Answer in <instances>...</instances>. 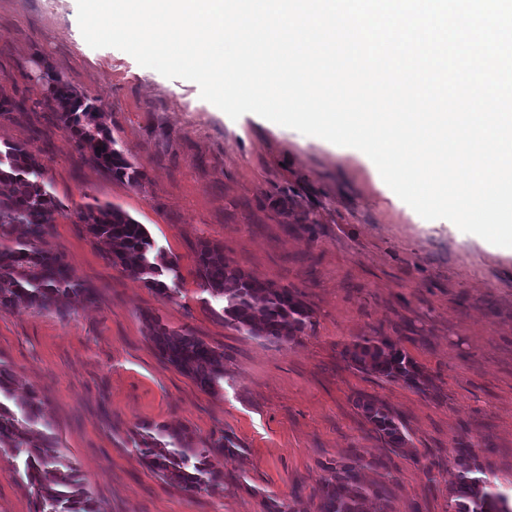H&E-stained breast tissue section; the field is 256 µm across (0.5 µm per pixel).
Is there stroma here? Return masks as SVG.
Instances as JSON below:
<instances>
[{"label": "stroma", "instance_id": "obj_1", "mask_svg": "<svg viewBox=\"0 0 512 512\" xmlns=\"http://www.w3.org/2000/svg\"><path fill=\"white\" fill-rule=\"evenodd\" d=\"M56 79L90 99L144 172L114 180L80 153L48 106ZM0 143L25 146L61 203L46 246L96 290L67 315L0 311V362L34 390L78 477L102 512H260L266 498L318 512L330 465L359 454L387 481L391 512H451L456 447L473 442L512 495V257L421 218L392 199L356 156L247 113L229 118L190 80L169 79L116 48L94 49L77 0H0ZM144 224L181 274L164 297L113 267L78 217L91 202ZM234 265L294 289L313 311L298 342L271 343L224 323L196 275L201 242ZM224 354V387L202 390L157 353L144 315ZM383 336L420 367L424 390L358 370L346 345ZM405 424L395 451L359 399ZM180 427L196 444L225 432L240 451L216 466L218 488L190 493L150 470L137 426ZM0 452V512H33Z\"/></svg>", "mask_w": 512, "mask_h": 512}]
</instances>
